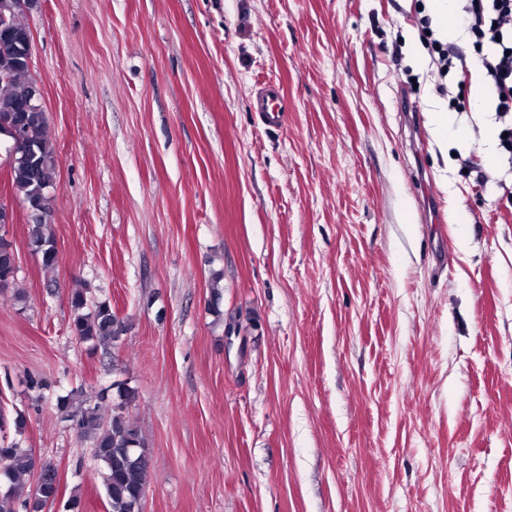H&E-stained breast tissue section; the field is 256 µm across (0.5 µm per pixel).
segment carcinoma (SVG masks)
<instances>
[{
  "mask_svg": "<svg viewBox=\"0 0 512 512\" xmlns=\"http://www.w3.org/2000/svg\"><path fill=\"white\" fill-rule=\"evenodd\" d=\"M0 26L13 32V41L27 48L32 34L20 20V13L5 12ZM8 79L0 80V123L20 122L21 138L18 143H8L6 151L24 152L27 159L14 163L8 169V180L15 195L29 206V243L43 266L57 264L55 239L49 220L36 209L52 187L56 170V151L46 134V114L27 112L32 103L36 80L22 60L15 54L11 66L6 68ZM17 273L13 244L0 234V281L9 287ZM72 318L70 329L82 342L93 347L115 345L125 326L112 305L106 300H92L84 289L70 296ZM120 402L112 408V418L104 422L100 413V396L88 394L78 398L64 396L57 400L61 417L74 423L79 437L88 439L93 448V458L101 465L106 512H142V500L148 484V460L143 448L138 426L125 419V410L136 399L135 392L116 384ZM28 425L25 414L6 413L0 407V431L13 427L15 437L0 436V484L6 491L0 493V512H14V502H19L23 512H44L48 503L58 495L56 468L48 462H38L32 449L23 445L20 436Z\"/></svg>",
  "mask_w": 512,
  "mask_h": 512,
  "instance_id": "cac0c4a2",
  "label": "carcinoma"
}]
</instances>
